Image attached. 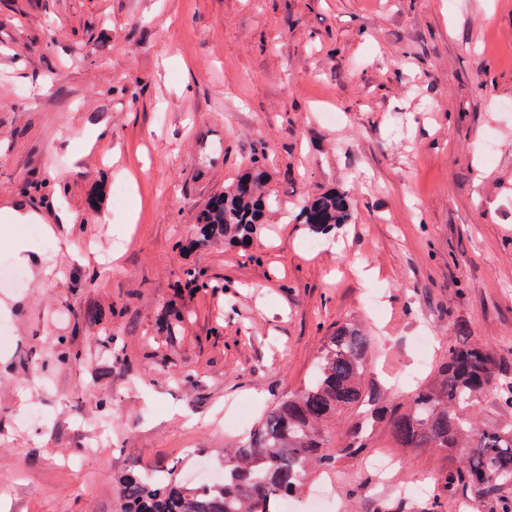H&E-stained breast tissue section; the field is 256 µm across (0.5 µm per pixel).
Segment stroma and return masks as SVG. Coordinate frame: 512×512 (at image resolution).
I'll use <instances>...</instances> for the list:
<instances>
[{"label":"stroma","instance_id":"1","mask_svg":"<svg viewBox=\"0 0 512 512\" xmlns=\"http://www.w3.org/2000/svg\"><path fill=\"white\" fill-rule=\"evenodd\" d=\"M260 147L277 200L260 232L197 245L198 211ZM335 188L355 221L309 251L297 214ZM14 209L38 220L27 259L0 241L27 274L0 288V512H122L130 472L221 471L342 324L375 337L391 408L459 335L512 378V0H0ZM189 268L212 288L185 287ZM383 453L398 463L375 492L338 462L332 508L431 512L397 487L454 458L384 423L365 448Z\"/></svg>","mask_w":512,"mask_h":512}]
</instances>
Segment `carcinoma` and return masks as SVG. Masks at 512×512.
<instances>
[{"label": "carcinoma", "mask_w": 512, "mask_h": 512, "mask_svg": "<svg viewBox=\"0 0 512 512\" xmlns=\"http://www.w3.org/2000/svg\"><path fill=\"white\" fill-rule=\"evenodd\" d=\"M263 158L252 161L234 188L214 197L199 219L197 242L223 238L244 244L257 233L269 198ZM299 223L315 233L353 219L347 195L326 192L304 204ZM372 338L344 326L327 338L310 380L296 393L280 397L250 437L224 449V479L209 487L191 486L172 472L132 473L121 481L124 512H279L278 501L294 497L314 471L336 468L343 458L363 454L373 425L386 413L379 393L364 386ZM500 359L488 347L457 340L437 367L435 379L420 387L388 424L403 448H440L458 459L432 505L445 512L447 498L464 490L492 496L512 485V428L480 429L470 414L482 395L491 393L512 409V381H500ZM368 407L365 419L336 446L326 430L343 411Z\"/></svg>", "instance_id": "obj_1"}]
</instances>
